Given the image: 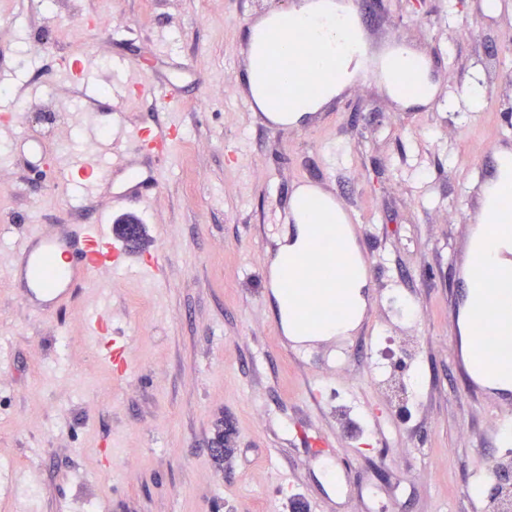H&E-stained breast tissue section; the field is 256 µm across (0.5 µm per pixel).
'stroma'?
<instances>
[{"label":"stroma","instance_id":"stroma-1","mask_svg":"<svg viewBox=\"0 0 512 512\" xmlns=\"http://www.w3.org/2000/svg\"><path fill=\"white\" fill-rule=\"evenodd\" d=\"M291 0H0V512H482L463 487L497 456L495 413L512 391L466 390L451 259L479 212L469 195L482 156L507 132L512 103V0H377L365 38L398 40L431 60L430 101L410 111L380 79L357 75L339 101L301 126L273 129L236 91L251 13ZM163 43L170 56L155 57ZM180 78L183 102L153 88ZM157 124L180 136L172 157L137 150L126 133ZM109 174L97 196L53 180L79 156ZM158 181L119 205L121 163ZM304 185L337 197L362 227L374 265L358 326L285 350L262 273L280 239L267 234ZM97 214L144 228L163 252L159 284L136 263L96 274L61 314L24 306L11 269L29 233L72 232ZM417 311L423 411L371 382L365 349L398 335L389 295ZM107 303L125 339L121 364L86 317ZM353 346L350 391L361 416L340 414L327 361ZM233 456L210 450L221 423ZM349 468L343 496L321 464Z\"/></svg>","mask_w":512,"mask_h":512}]
</instances>
